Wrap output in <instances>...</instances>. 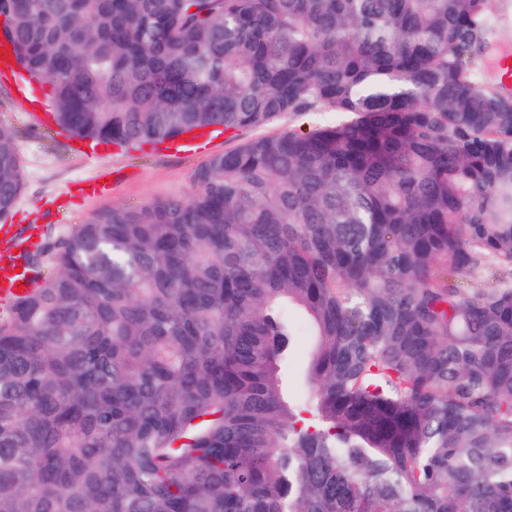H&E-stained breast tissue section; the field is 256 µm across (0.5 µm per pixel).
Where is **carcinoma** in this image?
Wrapping results in <instances>:
<instances>
[{
    "label": "carcinoma",
    "mask_w": 512,
    "mask_h": 512,
    "mask_svg": "<svg viewBox=\"0 0 512 512\" xmlns=\"http://www.w3.org/2000/svg\"><path fill=\"white\" fill-rule=\"evenodd\" d=\"M491 13L0 0L75 139L128 151L336 113L43 248L0 317V512H512V104L473 68ZM24 180L0 125L1 221ZM479 267L495 285L466 283ZM291 310L302 402L281 372Z\"/></svg>",
    "instance_id": "cac0c4a2"
}]
</instances>
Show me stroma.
<instances>
[{
	"instance_id": "stroma-1",
	"label": "stroma",
	"mask_w": 512,
	"mask_h": 512,
	"mask_svg": "<svg viewBox=\"0 0 512 512\" xmlns=\"http://www.w3.org/2000/svg\"><path fill=\"white\" fill-rule=\"evenodd\" d=\"M48 116L47 102L27 107L18 100L15 83L0 79V124L15 132L25 172L24 188L11 221L43 225L51 237L114 206L139 207L189 197L195 190L197 168L212 155L233 149L257 134L252 130L233 138L217 134L191 153L168 148L127 153L112 148L91 160L76 151L73 139L46 125ZM103 171L110 174V192L88 197L86 182Z\"/></svg>"
}]
</instances>
